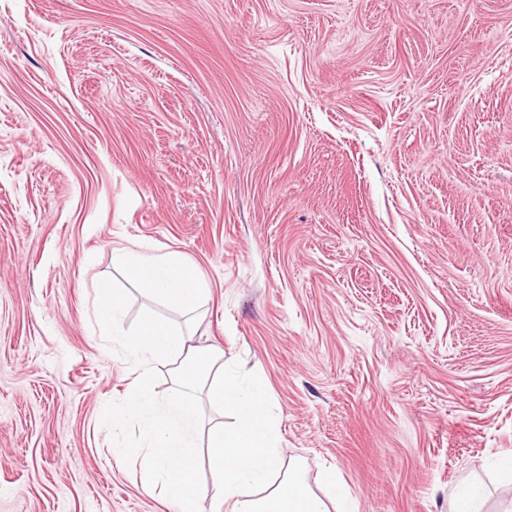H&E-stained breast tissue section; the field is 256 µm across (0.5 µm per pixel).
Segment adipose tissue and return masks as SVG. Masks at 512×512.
I'll use <instances>...</instances> for the list:
<instances>
[{"label": "adipose tissue", "mask_w": 512, "mask_h": 512, "mask_svg": "<svg viewBox=\"0 0 512 512\" xmlns=\"http://www.w3.org/2000/svg\"><path fill=\"white\" fill-rule=\"evenodd\" d=\"M113 266L149 297L178 309L193 308L205 288L195 269L179 252L155 255L117 248ZM125 347L134 359L129 411H117L109 423L121 425L133 415L141 443L130 456L141 474L146 495H166L181 512H198L202 496L196 479L197 437L203 430L194 390L207 389L212 403L236 414L227 429H207L210 467L216 493L225 512H353L335 468L320 473L324 494L311 490L301 467L285 465L278 424L267 409L261 381L242 385L224 372V351H203L166 321L145 316ZM170 365L182 396L159 402L153 391V371Z\"/></svg>", "instance_id": "adipose-tissue-1"}]
</instances>
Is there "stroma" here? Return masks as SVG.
Masks as SVG:
<instances>
[{
	"mask_svg": "<svg viewBox=\"0 0 512 512\" xmlns=\"http://www.w3.org/2000/svg\"><path fill=\"white\" fill-rule=\"evenodd\" d=\"M118 247L208 294L153 302ZM149 313L264 382L312 490L504 512L512 0H0V512H175L105 423ZM112 264L149 297L178 310L196 306L206 290L195 269L176 251L154 255L148 250L117 248L112 251ZM100 298L99 320L104 326L113 323L124 308V296L117 292L110 282L102 280L97 285ZM320 483L325 488L326 497L336 500V512H353L347 500L345 487L333 467L320 472ZM451 512H487L482 487L476 482L461 485L451 501Z\"/></svg>",
	"mask_w": 512,
	"mask_h": 512,
	"instance_id": "obj_1",
	"label": "stroma"
}]
</instances>
